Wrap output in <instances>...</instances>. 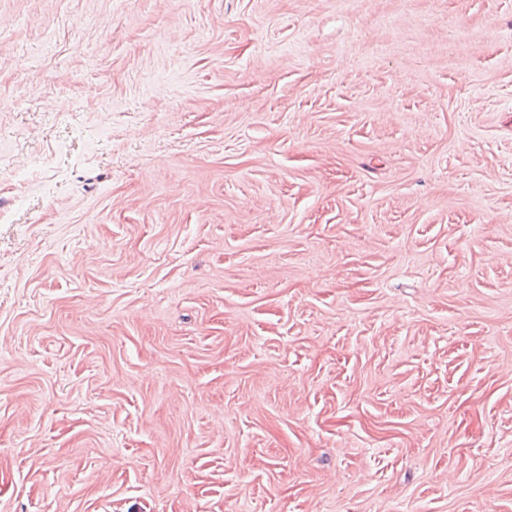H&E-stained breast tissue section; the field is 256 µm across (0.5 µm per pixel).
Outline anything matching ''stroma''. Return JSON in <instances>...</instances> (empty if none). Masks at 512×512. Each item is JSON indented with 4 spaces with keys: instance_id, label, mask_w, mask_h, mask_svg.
I'll return each instance as SVG.
<instances>
[{
    "instance_id": "35a3bbf8",
    "label": "stroma",
    "mask_w": 512,
    "mask_h": 512,
    "mask_svg": "<svg viewBox=\"0 0 512 512\" xmlns=\"http://www.w3.org/2000/svg\"><path fill=\"white\" fill-rule=\"evenodd\" d=\"M0 512H512V0H0Z\"/></svg>"
}]
</instances>
